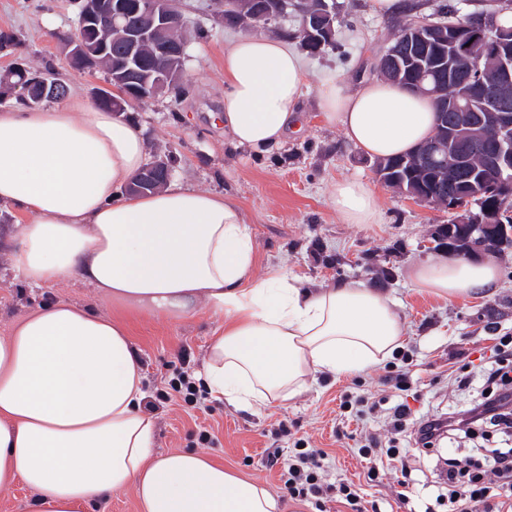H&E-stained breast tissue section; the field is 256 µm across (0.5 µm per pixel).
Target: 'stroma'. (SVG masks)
Returning <instances> with one entry per match:
<instances>
[{
    "mask_svg": "<svg viewBox=\"0 0 512 512\" xmlns=\"http://www.w3.org/2000/svg\"><path fill=\"white\" fill-rule=\"evenodd\" d=\"M335 3L338 46L315 56L302 53L307 85L301 116L280 147L258 152L233 147L224 139L219 117L224 51L241 31L225 27L219 0H181L185 15L201 29L188 44L187 96L177 103L166 96L135 102L124 117L140 128L147 158L169 151L177 156L175 182L224 193L240 205L254 234V279L281 266L313 288L353 279L379 283L399 301L407 336L400 352L383 363L351 376L318 378L296 400L257 412L207 392L195 404L173 395L154 414L156 448L161 453L203 449L225 468L263 481L277 495L280 512H311L306 503L289 498L280 479L281 461L287 460L296 441H305L326 451L335 475L352 482L364 500H382L390 512H408L397 499L400 472L382 484L368 483L363 463L352 452L364 433L377 431V418L356 417L341 403L349 394L373 401L392 397L383 378L405 368L410 388L402 398L412 411L465 408L479 395L480 385L455 391L448 375L460 365L458 352L489 353L487 325L512 332V249L493 258L501 280L492 293L448 302L409 286L410 265L438 260V253L425 250L423 244L434 225L447 223V210L378 183L372 158L349 144L340 127L325 124L318 108V86L325 78L341 77L353 86L375 80L371 66L390 41L398 18L375 12L371 0ZM78 11L75 0H0V31L14 33L19 41L13 51H0V70L18 57L33 66H52L71 92L94 102L96 89L107 84L105 72L73 68L64 51L66 40L76 32ZM343 178L375 184L379 223L342 221L332 204V190ZM1 213L10 221L0 223V334L44 300L113 314L111 303L80 280L33 289L16 277L9 268V249L20 218L7 206L0 205ZM383 268L390 275L382 281L378 272ZM223 323V317L205 308L185 321L163 316L131 319L148 397L167 389L182 368L201 372L206 346ZM203 429L213 439L205 448L198 442ZM272 454L278 456V464H270Z\"/></svg>",
    "mask_w": 512,
    "mask_h": 512,
    "instance_id": "stroma-1",
    "label": "stroma"
}]
</instances>
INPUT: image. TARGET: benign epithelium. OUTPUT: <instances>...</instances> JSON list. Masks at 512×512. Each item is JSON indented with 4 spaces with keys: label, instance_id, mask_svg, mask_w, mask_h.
I'll return each instance as SVG.
<instances>
[{
    "label": "benign epithelium",
    "instance_id": "7a95c632",
    "mask_svg": "<svg viewBox=\"0 0 512 512\" xmlns=\"http://www.w3.org/2000/svg\"><path fill=\"white\" fill-rule=\"evenodd\" d=\"M295 17L307 32L319 30L336 11V4L329 0H300L294 4ZM81 29L69 44L70 56L80 59L94 70L101 61L109 62L110 77L128 89L127 99L136 101L145 96L147 84L142 78L145 51L174 62L185 58L187 41L173 36V31L183 25V18L173 9L160 13L154 0H79ZM498 12L482 15L480 27L491 39L489 65L484 70L483 111L473 106L464 93L449 94L456 88L459 60L470 47L467 41L471 18L456 23H439L410 20L405 23L399 43L386 50L382 61L376 63L378 75L387 80L398 81L405 72L413 75L416 88L426 95L451 103L452 119L441 118V134L423 144L418 160L428 163L429 171L437 178L448 179L447 157L449 148L463 136H468L462 151L456 155L453 172L468 171L470 187L476 189L490 179H501L512 171V143L501 136L512 130V30L506 32L497 22ZM112 22L119 30L122 49L109 53L108 44L100 37L97 22L101 18ZM445 68L448 81L445 84L432 78V71ZM30 85L40 98L58 99L63 88L51 74L45 71L32 73ZM474 155L482 158L484 170L471 168ZM174 161L171 154L155 158L134 179L133 188L145 183H161L171 179ZM396 191L417 201L444 208L451 214V223L462 225L473 237V248L478 254L490 253V240L495 238L498 225L493 221L473 216V220L461 218L465 213L472 216L470 207L463 206L455 195L437 196L422 192L423 184L418 179L406 182L396 178L388 180Z\"/></svg>",
    "mask_w": 512,
    "mask_h": 512
}]
</instances>
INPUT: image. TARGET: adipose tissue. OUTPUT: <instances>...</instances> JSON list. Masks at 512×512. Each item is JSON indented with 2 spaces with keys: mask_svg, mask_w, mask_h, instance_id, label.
<instances>
[{
  "mask_svg": "<svg viewBox=\"0 0 512 512\" xmlns=\"http://www.w3.org/2000/svg\"><path fill=\"white\" fill-rule=\"evenodd\" d=\"M306 75L278 37L251 34L224 54V133L239 147L282 144ZM328 123L370 157H395L429 138L432 102L386 80L346 89L322 82ZM145 163L134 123L78 95L0 111V204L23 215L9 254L30 287L74 277L121 311L174 320L200 306L223 316L208 344L210 392L263 409L306 392L317 375H353L400 349L406 327L385 290L362 280L308 288L281 268L253 280L254 237L224 194L176 183L137 196L123 188ZM333 204L349 224H375L369 182L338 181ZM496 264L453 258L412 266L418 290L457 301L497 283ZM125 323L44 301L0 336V493H33L32 512H84L132 490L141 512H276V496L194 452L157 454L156 422Z\"/></svg>",
  "mask_w": 512,
  "mask_h": 512,
  "instance_id": "adipose-tissue-1",
  "label": "adipose tissue"
}]
</instances>
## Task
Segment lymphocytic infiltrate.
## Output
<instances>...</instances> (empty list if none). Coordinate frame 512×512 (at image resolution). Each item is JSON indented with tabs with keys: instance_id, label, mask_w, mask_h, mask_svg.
<instances>
[{
	"instance_id": "obj_1",
	"label": "lymphocytic infiltrate",
	"mask_w": 512,
	"mask_h": 512,
	"mask_svg": "<svg viewBox=\"0 0 512 512\" xmlns=\"http://www.w3.org/2000/svg\"><path fill=\"white\" fill-rule=\"evenodd\" d=\"M480 382L484 396L459 418L415 415L404 402L390 407L369 402L363 396H351L344 408L357 416L381 413L386 438L367 434L355 453L367 464L369 481L379 482L390 474L392 462H399L403 479H410L412 462L421 458L446 436L465 437L475 430L493 428L512 434V333L496 336L485 366L479 372L459 371L452 377L457 387ZM409 438L412 449L400 448V437ZM442 473L448 484V512H512V448H490L481 461L474 462L456 454L443 461ZM291 499L307 502L316 512H326V504L335 500L364 512L353 485L330 480L327 454L318 448H301L289 456L282 475Z\"/></svg>"
}]
</instances>
